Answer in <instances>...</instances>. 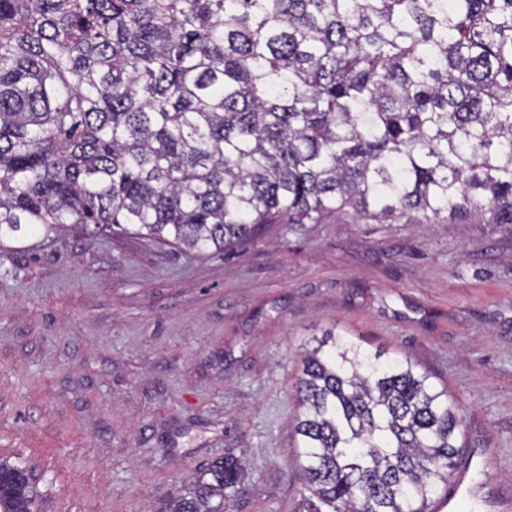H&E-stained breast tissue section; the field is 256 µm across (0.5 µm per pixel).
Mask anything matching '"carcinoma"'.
I'll return each mask as SVG.
<instances>
[{"label": "carcinoma", "mask_w": 512, "mask_h": 512, "mask_svg": "<svg viewBox=\"0 0 512 512\" xmlns=\"http://www.w3.org/2000/svg\"><path fill=\"white\" fill-rule=\"evenodd\" d=\"M512 224V0H0V244L69 225L222 250L282 216ZM292 462L332 512H426L463 407L329 330ZM219 460L158 512H224ZM0 512H32L24 470Z\"/></svg>", "instance_id": "obj_1"}]
</instances>
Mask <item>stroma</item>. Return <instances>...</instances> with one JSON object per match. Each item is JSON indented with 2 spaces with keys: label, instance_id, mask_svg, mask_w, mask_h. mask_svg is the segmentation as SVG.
Listing matches in <instances>:
<instances>
[{
  "label": "stroma",
  "instance_id": "1",
  "mask_svg": "<svg viewBox=\"0 0 512 512\" xmlns=\"http://www.w3.org/2000/svg\"><path fill=\"white\" fill-rule=\"evenodd\" d=\"M465 410L467 512H512V225H266L221 252L79 225L0 245V456L41 512H156L241 460L227 512H328L292 463L328 328ZM493 456H485V449Z\"/></svg>",
  "mask_w": 512,
  "mask_h": 512
}]
</instances>
